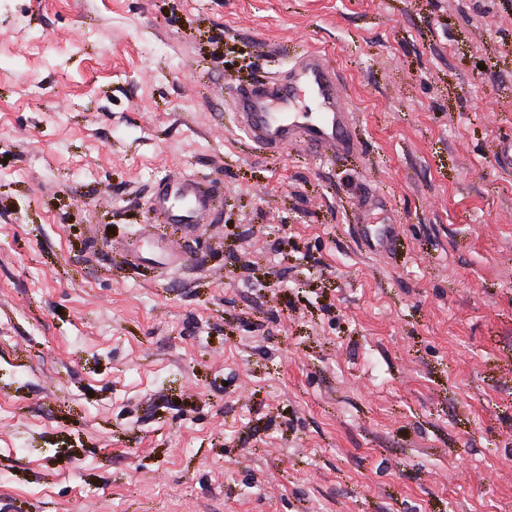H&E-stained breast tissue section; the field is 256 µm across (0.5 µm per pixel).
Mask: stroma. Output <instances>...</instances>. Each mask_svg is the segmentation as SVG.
<instances>
[{"label": "stroma", "instance_id": "35a3bbf8", "mask_svg": "<svg viewBox=\"0 0 512 512\" xmlns=\"http://www.w3.org/2000/svg\"><path fill=\"white\" fill-rule=\"evenodd\" d=\"M313 50L355 158L234 125ZM511 138L512 0H0V512H512ZM152 210L162 224L186 229L211 223L213 195L210 186L192 177L174 174L160 182ZM359 211L363 218L354 224V233L361 245L377 255L391 253L398 241V225L392 221L385 201L374 193L364 195L359 200ZM375 211H380L381 221L373 216Z\"/></svg>", "mask_w": 512, "mask_h": 512}]
</instances>
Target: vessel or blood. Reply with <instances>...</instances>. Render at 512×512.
<instances>
[{
    "instance_id": "vessel-or-blood-1",
    "label": "vessel or blood",
    "mask_w": 512,
    "mask_h": 512,
    "mask_svg": "<svg viewBox=\"0 0 512 512\" xmlns=\"http://www.w3.org/2000/svg\"><path fill=\"white\" fill-rule=\"evenodd\" d=\"M236 126L270 155L300 143L311 151L344 159L359 154L356 119L325 56L310 51L287 71L266 81L237 85L230 96ZM156 218L186 229L210 221L209 185L174 174L160 182L152 199ZM362 220L354 227L361 245L377 255L391 253L398 226L376 194L359 201Z\"/></svg>"
}]
</instances>
